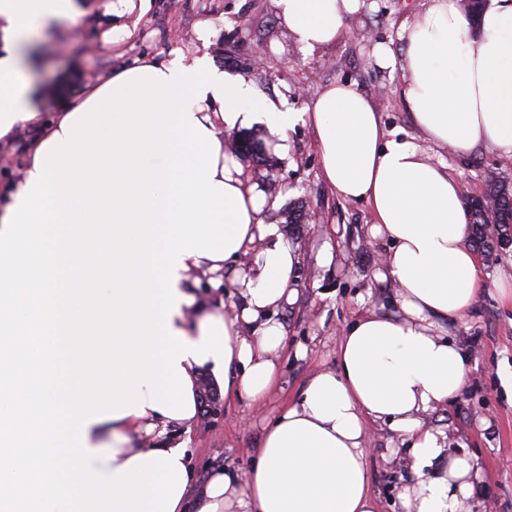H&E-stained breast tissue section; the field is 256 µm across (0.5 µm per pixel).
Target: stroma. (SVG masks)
<instances>
[{"label": "stroma", "instance_id": "stroma-1", "mask_svg": "<svg viewBox=\"0 0 512 512\" xmlns=\"http://www.w3.org/2000/svg\"><path fill=\"white\" fill-rule=\"evenodd\" d=\"M89 2L90 11L77 25L47 22L32 39L39 73L61 93L47 101V111L77 97L86 83L109 78L143 58L168 59L177 50L188 61L209 55L227 75L251 82L267 105L281 110L305 111L328 84L356 83L387 128L404 137L415 134L399 94L402 72L379 67L375 50L381 45L398 49V26L418 18L423 0H372L350 16L336 43L313 51L291 37L276 0H150L146 14L119 19L106 12L107 0ZM204 21L211 31L203 43L197 27ZM280 139L287 149L282 157L286 181L272 189L278 207L266 220L279 225L299 252L298 298L276 312L285 342L276 381L265 398L223 397L221 413L212 421L200 417L191 429L170 428V439L187 441L197 482L223 470L246 479L267 427L314 374L336 369L343 331L368 312L400 313L394 283L376 277L385 245L371 234L369 205L342 200L323 182L320 153L307 125L296 124ZM448 163L475 196L494 182L512 184V157L488 147L464 158L449 157ZM294 207L315 211L316 222L289 223ZM326 245L333 254L328 262L320 258ZM477 255L486 286L462 319L443 325L449 339L469 354L465 385L456 399L429 411L424 420L444 433L446 459L478 464L482 480L474 500L479 512H512V468L502 465L512 456V387L503 381L512 373V300L496 288L499 281L512 280V245L481 249ZM366 448L370 488L380 512H405L399 494L417 478L411 441L372 422Z\"/></svg>", "mask_w": 512, "mask_h": 512}]
</instances>
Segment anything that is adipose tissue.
<instances>
[{
  "label": "adipose tissue",
  "mask_w": 512,
  "mask_h": 512,
  "mask_svg": "<svg viewBox=\"0 0 512 512\" xmlns=\"http://www.w3.org/2000/svg\"><path fill=\"white\" fill-rule=\"evenodd\" d=\"M294 39L338 40L364 0H276ZM81 0H0V141L31 127L15 191L0 212V512H378L366 420L413 441L406 512H471L477 469L442 459L425 413L456 399L467 352L442 332L484 286L459 182L444 159L397 137L355 84L324 87L307 112L270 111L254 86L208 56L143 61L88 85L62 112L19 54L46 21L78 22ZM377 63L401 68L400 96L425 140L456 156H512V0L470 26L457 0H425ZM308 123L324 181L367 202L388 243L383 276L399 316L369 313L344 332L336 369L311 377L266 431L246 482L220 472L191 487L186 442L131 437L191 424L197 379L261 399L297 298L296 248L224 149V128ZM238 300L196 303L226 263ZM430 475H423L424 467Z\"/></svg>",
  "instance_id": "adipose-tissue-1"
}]
</instances>
